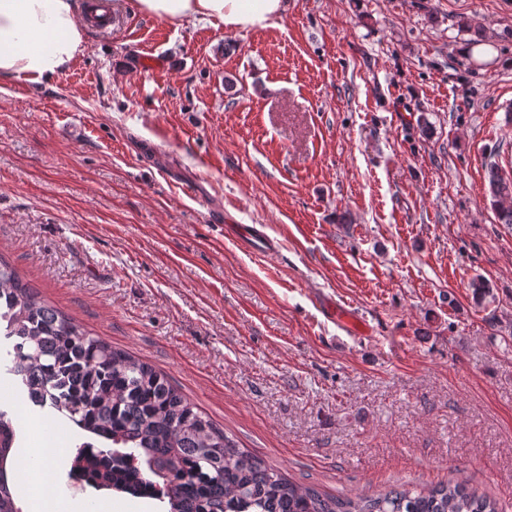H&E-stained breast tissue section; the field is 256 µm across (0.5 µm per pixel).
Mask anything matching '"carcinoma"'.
<instances>
[{"label": "carcinoma", "mask_w": 512, "mask_h": 512, "mask_svg": "<svg viewBox=\"0 0 512 512\" xmlns=\"http://www.w3.org/2000/svg\"><path fill=\"white\" fill-rule=\"evenodd\" d=\"M500 224L512 226V172L486 164ZM4 367L35 407L109 443L79 445L68 476L95 489L156 499L166 512H498L448 483L340 498L297 484L239 447L165 373L112 346L44 301L0 257ZM16 430L0 408V512H23L9 482Z\"/></svg>", "instance_id": "cac0c4a2"}]
</instances>
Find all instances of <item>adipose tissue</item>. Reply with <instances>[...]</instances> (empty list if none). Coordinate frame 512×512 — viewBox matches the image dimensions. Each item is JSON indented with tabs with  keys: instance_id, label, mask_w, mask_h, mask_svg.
I'll list each match as a JSON object with an SVG mask.
<instances>
[{
	"instance_id": "ef3b65f1",
	"label": "adipose tissue",
	"mask_w": 512,
	"mask_h": 512,
	"mask_svg": "<svg viewBox=\"0 0 512 512\" xmlns=\"http://www.w3.org/2000/svg\"><path fill=\"white\" fill-rule=\"evenodd\" d=\"M150 16L179 22L187 18L222 24L228 30L264 29L285 11L284 0H138ZM79 0H0V80L41 83L72 65L84 51ZM59 450L40 446L15 456L20 486L29 493L31 512H56L41 492L53 483Z\"/></svg>"
}]
</instances>
